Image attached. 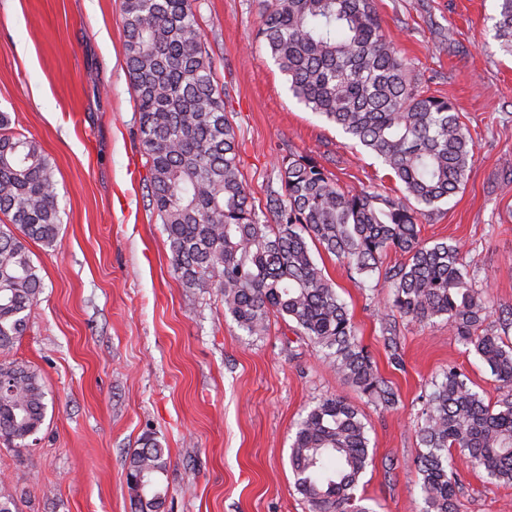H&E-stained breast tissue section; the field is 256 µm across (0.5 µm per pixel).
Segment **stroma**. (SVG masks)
Segmentation results:
<instances>
[{
  "instance_id": "obj_1",
  "label": "stroma",
  "mask_w": 512,
  "mask_h": 512,
  "mask_svg": "<svg viewBox=\"0 0 512 512\" xmlns=\"http://www.w3.org/2000/svg\"><path fill=\"white\" fill-rule=\"evenodd\" d=\"M122 0H0V111L35 140L56 181L61 229L29 249L43 291L28 329L0 350L42 375L46 415L33 445L0 440V494L17 512H132L130 454L143 434L168 449L160 512H308L294 488V425L321 398L354 404L371 464L358 491L373 512H421L414 461L420 397L448 367L492 404L504 390L443 320H397L392 361L378 311L403 260L389 252L376 288L333 255L316 261L346 301L380 374L398 392L376 406L337 377L293 321L250 336L219 296L180 288L160 218L125 64ZM497 0H376L390 39L429 94L470 129L466 184L423 220L426 241L459 242L495 304L512 305V56L493 38ZM197 18L257 202L275 166L312 155L347 190L398 188L385 169L297 103L256 37L258 0H197ZM455 512H512V484L460 466Z\"/></svg>"
}]
</instances>
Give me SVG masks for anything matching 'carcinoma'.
Listing matches in <instances>:
<instances>
[{"instance_id": "carcinoma-1", "label": "carcinoma", "mask_w": 512, "mask_h": 512, "mask_svg": "<svg viewBox=\"0 0 512 512\" xmlns=\"http://www.w3.org/2000/svg\"><path fill=\"white\" fill-rule=\"evenodd\" d=\"M124 53L137 110L148 197L167 235L175 281L215 292L224 313L250 336L271 318L289 319L320 348L344 382L389 407L395 392L378 372L346 302L315 261L332 254L366 278L391 250L405 256L388 281L380 319L385 348L399 359L395 318L448 321L509 391L484 402L454 367L421 396L415 470L423 512H454L462 484L452 450L493 482L512 484V344L482 329L495 313L512 328V306H490L487 290L463 261L461 244L425 242L420 219L440 211L464 186L474 141L453 106L410 77L386 35L374 0H262L258 38L267 45L292 96L374 156L402 187L393 195L343 189L309 155L277 165L281 190L255 203L240 169L228 118L194 0H122ZM493 38L512 55V0H498ZM0 349L28 327L43 279L28 242L51 247L60 218L53 167L40 145L0 112ZM41 375L0 362V439L17 448L41 429L46 411ZM296 491L309 512H372L356 494L372 459L358 408L331 396L296 425L290 453ZM165 448L152 435L129 457L136 512H159L168 489Z\"/></svg>"}]
</instances>
